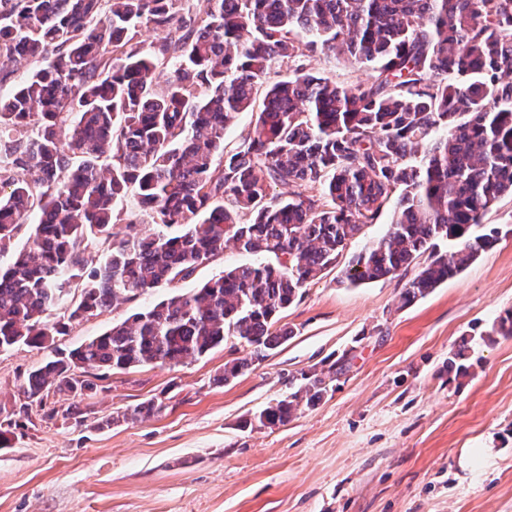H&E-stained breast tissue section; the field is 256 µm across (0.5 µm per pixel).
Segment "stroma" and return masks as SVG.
Wrapping results in <instances>:
<instances>
[{"label": "stroma", "instance_id": "obj_1", "mask_svg": "<svg viewBox=\"0 0 512 512\" xmlns=\"http://www.w3.org/2000/svg\"><path fill=\"white\" fill-rule=\"evenodd\" d=\"M390 220L366 225L280 313L294 334L261 362L229 336L175 367L94 369L99 390L76 401L77 421L46 417L70 397L31 405L21 389L57 353L248 262L233 247L188 279L72 323L45 347L0 352V402L29 407L0 449V512H512V336L486 337L512 311V197L483 219L501 228L497 245L405 308L400 293L416 267L360 286L343 280ZM462 345L463 375L448 368ZM343 356L348 370L317 406L273 429L246 427L302 372ZM245 359L236 379L213 385L225 363ZM147 400L162 410L97 429L100 418Z\"/></svg>", "mask_w": 512, "mask_h": 512}]
</instances>
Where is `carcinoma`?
I'll return each mask as SVG.
<instances>
[{"label":"carcinoma","instance_id":"obj_1","mask_svg":"<svg viewBox=\"0 0 512 512\" xmlns=\"http://www.w3.org/2000/svg\"><path fill=\"white\" fill-rule=\"evenodd\" d=\"M179 2L0 0V81L36 64L0 99V351L40 348L230 244L252 257L33 370V402L89 395L88 367L176 366L227 336L265 359L293 333L278 312L388 208L387 232L344 276L393 277L425 254L404 306L499 240L481 228L512 196V0H208L203 18ZM148 28L166 36L146 48ZM326 51L370 65V78L342 86L315 72ZM282 65L288 77L267 81ZM244 112L255 120L227 141ZM131 189L152 222L120 235ZM74 288L67 321L50 320ZM247 367L226 364L214 383ZM342 371L302 374L246 425L287 424ZM160 410L149 400L98 428ZM15 416L0 405L1 448Z\"/></svg>","mask_w":512,"mask_h":512}]
</instances>
